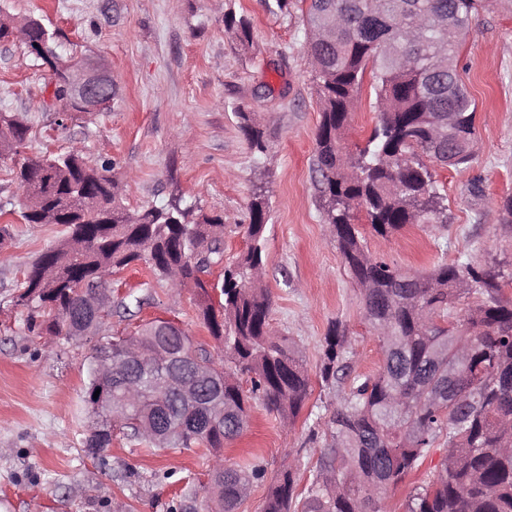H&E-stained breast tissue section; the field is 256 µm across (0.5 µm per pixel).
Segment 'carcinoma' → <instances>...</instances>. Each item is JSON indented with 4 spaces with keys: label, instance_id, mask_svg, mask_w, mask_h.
Masks as SVG:
<instances>
[{
    "label": "carcinoma",
    "instance_id": "carcinoma-1",
    "mask_svg": "<svg viewBox=\"0 0 512 512\" xmlns=\"http://www.w3.org/2000/svg\"><path fill=\"white\" fill-rule=\"evenodd\" d=\"M488 0H267L275 15L302 12L304 37L313 46L311 67L321 121L310 167L324 223L345 266L361 283L365 319L383 349L374 375L356 372L357 353L346 328L329 327L316 375L335 393L325 423L330 448L321 454L307 493L297 492V465L288 463L269 486L263 512H391L388 490L417 470L430 449L447 448L442 468L414 488L405 512H512V300L502 297V272L467 259L439 263L426 277L404 272L367 253L358 213L374 233L388 238L408 224L447 223L445 196L431 164L467 166L473 153L431 142L439 117H456V137L475 140L476 104L457 69L472 17ZM224 32L252 43L250 20L224 13ZM371 70L380 115L364 144H342ZM250 148L261 157L267 132L255 113L237 108ZM8 134L0 156L17 153L28 127L0 113ZM123 172L91 163L78 148L26 159L16 170L24 191L45 194L67 238L40 255L16 302L28 307V330L59 336L66 329L99 330L105 316L91 307L93 289L135 262L178 288L194 281L201 323L224 348L215 359L192 336H167L162 320L132 338L146 348L176 347L183 339L216 374L212 392L224 398V425L206 407H173L154 388L169 369L140 380L126 395L119 380L100 378L95 359L106 347L119 351L126 337L103 336L94 345L84 403L93 416L84 447L93 455L127 438L158 450H219L238 438L259 395L291 422L310 395L300 352L269 322L270 297L257 284L263 265L269 199L254 191L246 251L224 261V219L173 199L130 210L123 202ZM219 266L216 293L198 273ZM251 375V390L237 380ZM451 385L460 403L450 408L432 394ZM107 400L93 398L97 389ZM223 512H238L250 486L263 477L257 464L216 461Z\"/></svg>",
    "mask_w": 512,
    "mask_h": 512
}]
</instances>
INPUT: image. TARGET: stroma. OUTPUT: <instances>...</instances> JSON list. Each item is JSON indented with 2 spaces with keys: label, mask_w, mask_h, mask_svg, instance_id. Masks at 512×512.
<instances>
[{
  "label": "stroma",
  "mask_w": 512,
  "mask_h": 512,
  "mask_svg": "<svg viewBox=\"0 0 512 512\" xmlns=\"http://www.w3.org/2000/svg\"><path fill=\"white\" fill-rule=\"evenodd\" d=\"M229 8L251 18L250 48L225 34ZM0 12L59 30L60 54L102 60L117 87L111 110L64 117L51 71L34 65L18 43L0 41V113L29 127L21 157L77 146L127 173L129 209L179 198L220 213L228 258L246 249L248 204L255 186L265 184L262 283L274 332L296 342L312 372L331 322L342 321L358 370H378L383 353L365 321L360 287L316 202L310 160L320 112L301 14L273 15L265 0H0ZM458 71L477 105L478 134L468 167L433 168L448 198V223L410 224L387 240L361 227L369 252L405 272L425 275L439 261L463 258L490 271L512 269V229L499 211L512 195V0H495L472 19ZM240 105L267 126L264 157L254 155L239 128ZM378 117L368 77L351 114L348 148L364 143ZM15 168L12 159L0 160V225L12 231L0 247V512H208L219 457L264 470L241 512H262L288 461L297 463L298 490L306 492L326 447L325 407L336 401L316 382L291 424L253 400L243 433L218 453L160 451L117 433L102 456L87 455L92 419L83 390L94 341L29 333L30 312L14 303L32 263L68 230L21 220ZM111 288L116 302L134 292L145 303L113 308L102 334L168 318L220 355L198 317L194 288L170 287L143 264L113 275Z\"/></svg>",
  "instance_id": "obj_1"
}]
</instances>
